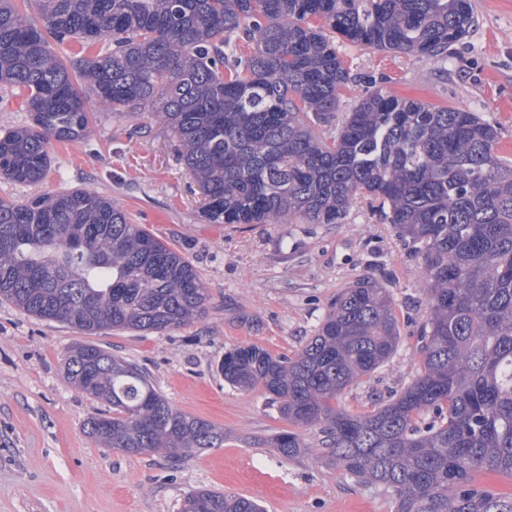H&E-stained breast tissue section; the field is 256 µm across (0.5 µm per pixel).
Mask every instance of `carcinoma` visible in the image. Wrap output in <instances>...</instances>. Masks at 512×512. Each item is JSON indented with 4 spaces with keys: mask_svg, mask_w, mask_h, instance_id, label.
<instances>
[{
    "mask_svg": "<svg viewBox=\"0 0 512 512\" xmlns=\"http://www.w3.org/2000/svg\"><path fill=\"white\" fill-rule=\"evenodd\" d=\"M0 0V86L32 124L0 133V178L40 183L50 141L85 138L76 80L113 112L149 108L172 129L211 224H341L359 197L389 209L427 284L423 370L370 414L338 405L397 351L389 291L344 288L294 356L258 345L224 352V381L261 387L293 426L268 447L300 456L319 427L323 457L391 491L397 512H512V160L475 112L399 98L367 81L336 135L350 77L336 39L441 58L475 26L472 0ZM95 49L74 73L51 48ZM0 300L30 316L100 330L158 332L203 318L208 294L185 256L89 189L0 199ZM66 375L109 409L87 433L132 455L175 461L219 448L224 430L175 408L137 365L94 344ZM180 512H263L200 489Z\"/></svg>",
    "mask_w": 512,
    "mask_h": 512,
    "instance_id": "1",
    "label": "carcinoma"
}]
</instances>
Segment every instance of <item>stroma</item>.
Masks as SVG:
<instances>
[{
  "label": "stroma",
  "instance_id": "35a3bbf8",
  "mask_svg": "<svg viewBox=\"0 0 512 512\" xmlns=\"http://www.w3.org/2000/svg\"><path fill=\"white\" fill-rule=\"evenodd\" d=\"M473 4L476 25L440 61L338 40L352 81L337 120L373 79L393 95L478 113L496 126L498 153L512 159V0ZM85 107L93 115L85 139L51 144L50 170L38 185L0 178V198L22 202L76 188L110 198L195 265L209 311L161 334L88 335L0 302V512H178L186 495L203 488L260 500L267 512H395L390 491L322 458L318 432H302V453L290 461L266 448L287 420L262 389L226 383L218 365L225 351L246 343L295 355L342 289L376 281L391 294L399 348L339 400L349 412H372L422 369L417 339L429 308L411 245L363 198L341 224L207 223L167 124L148 111L112 114L91 92ZM76 344L101 346L147 369L174 408L223 428V446L181 462L103 447L85 424L104 403L65 377L66 351Z\"/></svg>",
  "mask_w": 512,
  "mask_h": 512
}]
</instances>
